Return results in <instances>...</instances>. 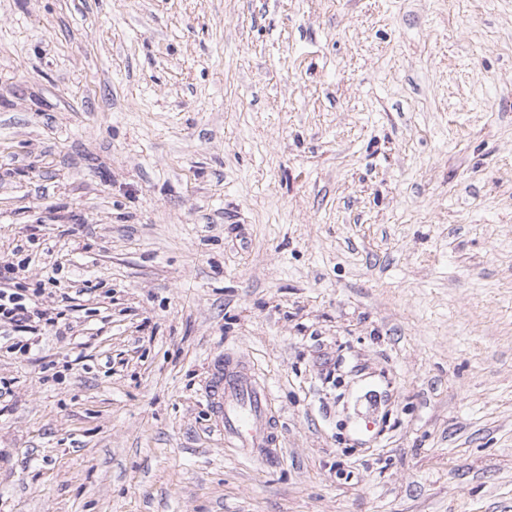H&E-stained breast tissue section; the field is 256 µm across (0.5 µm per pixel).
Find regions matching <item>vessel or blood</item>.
<instances>
[{"mask_svg":"<svg viewBox=\"0 0 512 512\" xmlns=\"http://www.w3.org/2000/svg\"><path fill=\"white\" fill-rule=\"evenodd\" d=\"M210 399L229 448L249 459L272 455L277 434L268 390L238 359L225 357Z\"/></svg>","mask_w":512,"mask_h":512,"instance_id":"1","label":"vessel or blood"}]
</instances>
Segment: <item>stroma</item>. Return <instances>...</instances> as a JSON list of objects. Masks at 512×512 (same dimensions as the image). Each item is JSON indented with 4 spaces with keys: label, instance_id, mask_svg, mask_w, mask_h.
I'll use <instances>...</instances> for the list:
<instances>
[{
    "label": "stroma",
    "instance_id": "35a3bbf8",
    "mask_svg": "<svg viewBox=\"0 0 512 512\" xmlns=\"http://www.w3.org/2000/svg\"><path fill=\"white\" fill-rule=\"evenodd\" d=\"M20 248L0 512H512V0H0ZM28 260L29 256H26L17 264L9 262L0 265V325L10 326L13 331L34 334L42 326L54 327L58 319L65 315V310L52 316L54 313L39 309L34 298L40 295V288H33L32 294H25L29 288H23L14 281V275L24 271ZM215 375L210 399L224 441L237 455L268 459L278 437L267 387L232 356Z\"/></svg>",
    "mask_w": 512,
    "mask_h": 512
}]
</instances>
